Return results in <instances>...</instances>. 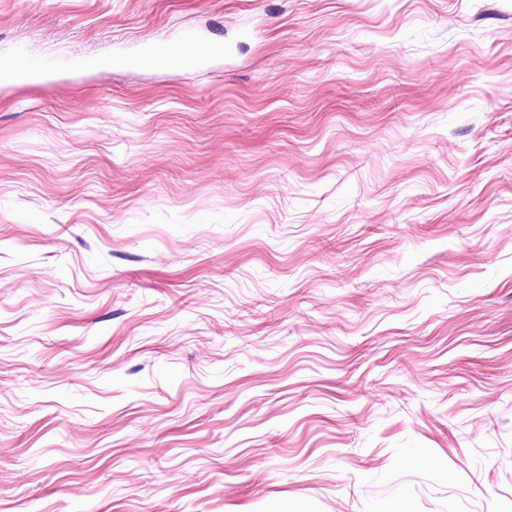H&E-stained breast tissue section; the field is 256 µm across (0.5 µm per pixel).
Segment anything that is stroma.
Returning <instances> with one entry per match:
<instances>
[{
    "label": "stroma",
    "instance_id": "35a3bbf8",
    "mask_svg": "<svg viewBox=\"0 0 512 512\" xmlns=\"http://www.w3.org/2000/svg\"><path fill=\"white\" fill-rule=\"evenodd\" d=\"M0 512H512V0H0ZM222 58L223 41L205 38L186 27L177 41L160 38L147 46L121 48L92 59H61L49 55L35 58L29 50L16 46L0 55V77L21 79L73 69L129 71L148 66L161 68L171 75L188 76Z\"/></svg>",
    "mask_w": 512,
    "mask_h": 512
}]
</instances>
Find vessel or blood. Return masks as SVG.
Returning <instances> with one entry per match:
<instances>
[{
    "label": "vessel or blood",
    "instance_id": "obj_1",
    "mask_svg": "<svg viewBox=\"0 0 512 512\" xmlns=\"http://www.w3.org/2000/svg\"><path fill=\"white\" fill-rule=\"evenodd\" d=\"M223 56V42L203 37L186 27L177 41L160 38L147 46L121 48L92 59H61L49 55L36 58L29 50L17 46L0 55V77L21 79L73 69L129 71L148 66L161 68L172 75L188 76Z\"/></svg>",
    "mask_w": 512,
    "mask_h": 512
}]
</instances>
